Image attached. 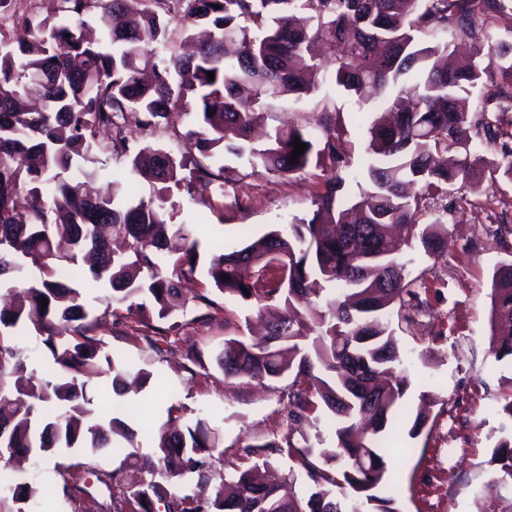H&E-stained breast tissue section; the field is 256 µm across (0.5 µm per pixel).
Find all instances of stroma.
Returning a JSON list of instances; mask_svg holds the SVG:
<instances>
[{"mask_svg": "<svg viewBox=\"0 0 512 512\" xmlns=\"http://www.w3.org/2000/svg\"><path fill=\"white\" fill-rule=\"evenodd\" d=\"M324 108L344 129L345 165L338 171L344 176L361 171L370 158L369 123L357 120L351 97L335 82L320 83L302 98L272 100L258 123L272 128L290 122L305 128ZM94 159L103 163L104 176L122 180L134 199L161 202L175 222L198 221L203 256L212 240L233 245L277 225L310 219L320 183L335 171L327 162L282 177L228 154L221 182L197 186L190 193L181 187L159 189L131 173L126 159L106 151H98ZM483 188L489 202L478 209L466 186L430 202L427 218L441 217L448 234L442 257H427L415 242L402 250L407 280H424L429 302L427 312L411 322L393 321L410 380L403 402L417 408L421 394L427 392L434 403L418 438L409 437V423L396 426L387 459L401 512H477V493L490 477L488 461L502 436V407L512 400V365L496 361L489 351L493 277L501 265L512 263V235L502 239L495 234L499 225H512V183L502 177L487 179ZM213 299L211 308L188 300L167 320L146 319L127 305L116 304L98 329L108 351L153 373L129 410L128 423L139 440L150 443L167 408L175 405L183 419H207L219 433L212 485L250 466L242 454L245 446L278 441L287 433L297 447L310 450L312 461L326 467L323 453L333 443L324 410L292 426L287 418L288 379L262 385L247 376L225 378L216 356L225 339L246 335L247 311L221 294ZM190 344L197 348L199 361L184 357ZM83 460L82 451L71 449L29 465L28 473L41 489V512H90L88 503L63 495L64 470L88 486L94 500L108 499L106 488L84 473Z\"/></svg>", "mask_w": 512, "mask_h": 512, "instance_id": "obj_1", "label": "stroma"}]
</instances>
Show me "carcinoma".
Masks as SVG:
<instances>
[{"instance_id": "cac0c4a2", "label": "carcinoma", "mask_w": 512, "mask_h": 512, "mask_svg": "<svg viewBox=\"0 0 512 512\" xmlns=\"http://www.w3.org/2000/svg\"><path fill=\"white\" fill-rule=\"evenodd\" d=\"M43 9L0 0V14L13 18L0 30V287L22 284L28 298L0 306V471L15 456L86 448L81 467L110 490L101 512H156L159 504L164 512H401L384 448L408 379L390 317L408 322L406 312L428 302L406 280L404 241L390 230L406 228L437 259L446 242L443 225L421 222L428 201L459 183L479 195L486 172L512 182V148L503 141L512 134L490 118L512 111V42L487 27L501 0H45ZM174 21L207 36L187 56L163 57ZM445 32L469 49L451 56L448 44L420 40ZM321 79L361 106L396 93L369 124L371 161L360 173L326 178L308 221L216 245L203 280L192 262L195 224H174L153 202L126 198L117 179L91 192L97 173L74 167L90 161L102 133L104 148L127 158L132 172L177 187L220 178L226 152L282 177L325 158L337 167L341 127L327 112L317 120L318 143L292 124L273 128L262 147L250 141L255 109L308 95ZM173 113L191 126L185 151L140 143ZM297 138L307 148L292 164ZM499 141L495 162L482 148ZM30 266L40 279H26ZM99 284L112 296L91 318L88 291ZM189 284L207 306L214 290L260 311L269 301L282 306L261 340L226 339L216 361L226 378H290L293 423L327 411L334 472L285 437L312 482L308 497L280 494L257 464L210 487L217 433L201 418L174 425L173 406L146 451L125 421L92 414L89 389L105 372L118 394L128 392L131 365L96 334L112 303L165 319L184 306ZM491 317L490 351L512 361V263L494 276ZM23 339L48 357L49 370L20 356ZM116 436L126 442L123 463L142 475L135 485L97 464ZM488 464L480 489L487 512H512V436ZM188 475L197 476L191 490L183 487ZM6 492L15 512H36L39 490L25 473Z\"/></svg>"}]
</instances>
